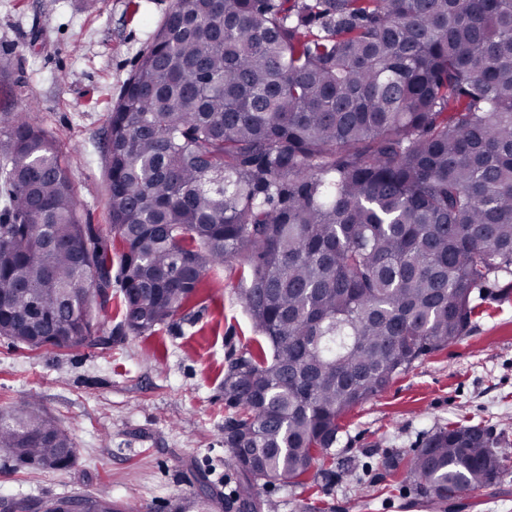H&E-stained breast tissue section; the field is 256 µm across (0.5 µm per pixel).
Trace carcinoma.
<instances>
[{"mask_svg":"<svg viewBox=\"0 0 512 512\" xmlns=\"http://www.w3.org/2000/svg\"><path fill=\"white\" fill-rule=\"evenodd\" d=\"M0 336L101 342L112 287L68 161L28 112L0 113ZM124 325L174 322L206 271L248 269L271 355L227 365L224 447L245 499L297 483L341 417L463 336L472 296L512 274V0H176L108 125ZM35 399L0 448L69 465ZM508 461L479 425L435 431L410 471L444 499Z\"/></svg>","mask_w":512,"mask_h":512,"instance_id":"obj_1","label":"carcinoma"}]
</instances>
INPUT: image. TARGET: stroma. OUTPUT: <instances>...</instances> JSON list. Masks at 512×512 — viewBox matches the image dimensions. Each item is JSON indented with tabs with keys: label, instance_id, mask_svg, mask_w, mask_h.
I'll list each match as a JSON object with an SVG mask.
<instances>
[{
	"label": "stroma",
	"instance_id": "1",
	"mask_svg": "<svg viewBox=\"0 0 512 512\" xmlns=\"http://www.w3.org/2000/svg\"><path fill=\"white\" fill-rule=\"evenodd\" d=\"M174 0H0V111L27 110L70 163L82 223L110 232L107 128L125 80ZM239 263L208 271L173 325L149 336L123 323L119 286L93 308L99 347L32 351L0 337V413L38 399L76 450L45 471L0 448V499L105 495L141 512H512V460L491 483L445 500L409 472L428 434L480 424L512 456V274L485 288L468 331L419 358L381 395L348 411L324 463L299 483L260 486L251 506L224 446V371L260 337L241 301ZM213 494L199 496L201 484Z\"/></svg>",
	"mask_w": 512,
	"mask_h": 512
}]
</instances>
